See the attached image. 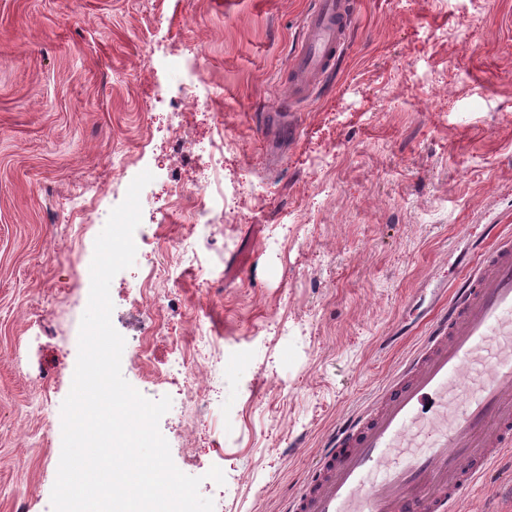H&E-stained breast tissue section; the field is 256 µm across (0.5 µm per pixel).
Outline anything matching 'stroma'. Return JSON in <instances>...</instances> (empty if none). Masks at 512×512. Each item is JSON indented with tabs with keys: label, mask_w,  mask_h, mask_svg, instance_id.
<instances>
[{
	"label": "stroma",
	"mask_w": 512,
	"mask_h": 512,
	"mask_svg": "<svg viewBox=\"0 0 512 512\" xmlns=\"http://www.w3.org/2000/svg\"><path fill=\"white\" fill-rule=\"evenodd\" d=\"M352 2L344 58L294 105L288 142L271 121L313 0H0V512H53L102 230L70 199L94 176L98 210L119 205L113 157L158 173L146 244L110 288L121 368L171 398L159 429L214 512H284L421 344L485 226L512 232V0ZM173 55L199 57L216 98L182 104ZM171 180L220 185L223 217L189 224ZM179 244L181 277L140 294ZM199 318L243 364H199L189 387ZM457 509L512 512V452Z\"/></svg>",
	"instance_id": "obj_1"
}]
</instances>
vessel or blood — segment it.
Instances as JSON below:
<instances>
[{
	"mask_svg": "<svg viewBox=\"0 0 512 512\" xmlns=\"http://www.w3.org/2000/svg\"><path fill=\"white\" fill-rule=\"evenodd\" d=\"M349 0H316L293 59V95L331 71ZM476 267L430 321L384 393L328 440L285 512H455L512 450V236L488 225Z\"/></svg>",
	"mask_w": 512,
	"mask_h": 512,
	"instance_id": "vessel-or-blood-1",
	"label": "vessel or blood"
}]
</instances>
